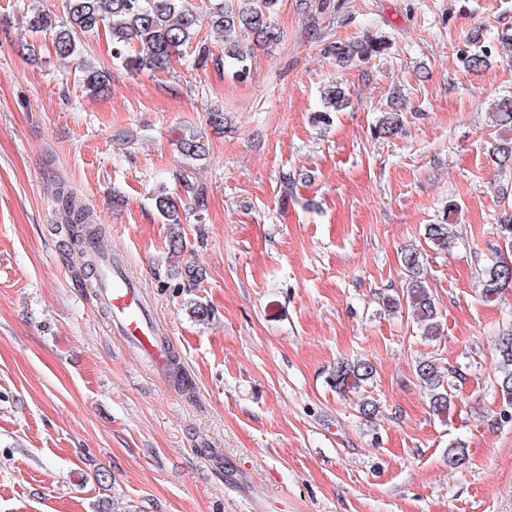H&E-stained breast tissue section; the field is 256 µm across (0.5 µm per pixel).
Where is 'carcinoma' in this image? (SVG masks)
<instances>
[{
	"label": "carcinoma",
	"instance_id": "cac0c4a2",
	"mask_svg": "<svg viewBox=\"0 0 512 512\" xmlns=\"http://www.w3.org/2000/svg\"><path fill=\"white\" fill-rule=\"evenodd\" d=\"M278 0H209L207 23L224 37V56L234 60L237 73L249 72L253 48L271 47L280 40V33L272 21ZM66 20L35 10L27 17L29 31L51 38L55 53L62 59L76 58L84 92L97 97L107 90L108 72L97 62L79 53L81 38L108 35L112 43V59L129 71L150 70L164 72L173 57L193 43L200 24L198 12L192 0H63ZM242 32L252 37L253 46L245 48L230 38ZM384 42L368 37L348 44H335L329 51L343 62L382 53ZM491 51L484 46L473 52L464 51L462 61L466 68L477 70L487 65ZM346 100L343 88L330 86L324 92V108L320 119L328 120L327 113L342 107ZM402 123L400 109L390 108L378 120L376 132L381 136L395 134ZM180 153L190 159L206 155L207 145L201 133L190 132L179 142ZM492 161L503 167L512 165V137L500 138L488 150ZM54 200L65 216L71 244L83 246L90 238L102 236V228L95 222L93 211L74 193L65 187L56 188ZM155 208L163 222L170 225V249H181L180 234L181 200L163 190L154 198ZM502 247L496 249L498 260L486 266L482 273V296L491 302L512 285V263L503 259L504 251L512 252V214L503 217L499 225ZM449 225L430 224L426 228L425 245H412L402 252L401 262L411 280L410 287L402 299L390 298L393 306L406 305L412 311L416 323L426 337H436L440 331L438 309L434 298L422 280L421 255L424 246L435 249L448 247ZM499 359L494 379L507 408L501 415L509 414L512 406V333L498 340ZM375 375V368L367 359L342 360L329 373L330 386L345 394L357 392ZM418 381L428 395L429 408L433 414L446 419L454 407L455 387L450 375L441 370L433 360L423 359L416 366Z\"/></svg>",
	"mask_w": 512,
	"mask_h": 512
}]
</instances>
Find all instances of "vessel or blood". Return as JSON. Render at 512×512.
Returning <instances> with one entry per match:
<instances>
[{"mask_svg": "<svg viewBox=\"0 0 512 512\" xmlns=\"http://www.w3.org/2000/svg\"><path fill=\"white\" fill-rule=\"evenodd\" d=\"M99 299L109 311L110 328L134 345L159 371H166L171 359L167 345L154 340L150 313L141 290L123 266L103 261L93 273Z\"/></svg>", "mask_w": 512, "mask_h": 512, "instance_id": "1", "label": "vessel or blood"}]
</instances>
